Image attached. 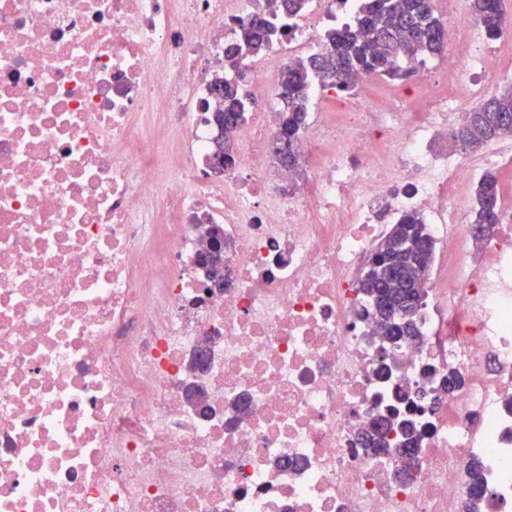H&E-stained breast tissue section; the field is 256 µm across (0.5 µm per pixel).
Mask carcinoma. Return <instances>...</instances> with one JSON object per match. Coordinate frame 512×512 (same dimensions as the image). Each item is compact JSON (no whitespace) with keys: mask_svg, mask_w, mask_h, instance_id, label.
Returning a JSON list of instances; mask_svg holds the SVG:
<instances>
[{"mask_svg":"<svg viewBox=\"0 0 512 512\" xmlns=\"http://www.w3.org/2000/svg\"><path fill=\"white\" fill-rule=\"evenodd\" d=\"M472 16L480 22L491 40L503 34L504 5L502 0H471ZM306 0H271L267 7L255 12L243 25L238 42L229 49L227 69L240 72L244 59L265 52L273 39L292 30L285 18L299 16ZM445 23L433 8L431 0H359L353 20L325 31L322 51L288 61L276 79L280 107L279 135L288 138V151L281 153V162L297 164L294 142L306 124L312 88L334 89L342 94L354 91V77L363 74L403 81L410 71L407 61H425L445 48L441 38L430 32L441 31ZM243 77L215 81L212 87L213 120L220 129L217 157L222 164L232 160L233 133L250 111L252 97L242 84ZM489 114L485 125H466L467 146L483 144L501 136H512V88L494 96L477 108ZM497 177L488 174L477 189L476 224L499 223ZM427 241L422 221L407 215L378 243L368 260L361 288L367 294L378 331L388 340L399 343L418 336L417 314L424 305L425 292L412 298L413 314L398 317L397 309L406 303L401 292L404 283H420L432 261L433 250L418 254L413 245ZM388 424L372 423L362 441L366 451H383ZM420 435L415 428L405 433V443L398 449L404 466L418 462L416 449Z\"/></svg>","mask_w":512,"mask_h":512,"instance_id":"1","label":"carcinoma"}]
</instances>
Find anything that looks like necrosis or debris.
<instances>
[{
	"label": "necrosis or debris",
	"mask_w": 512,
	"mask_h": 512,
	"mask_svg": "<svg viewBox=\"0 0 512 512\" xmlns=\"http://www.w3.org/2000/svg\"><path fill=\"white\" fill-rule=\"evenodd\" d=\"M356 6L308 0L247 60L251 95ZM254 7L0 0V512H466L475 459L485 512H512V143L448 148L512 41L451 22L409 96L315 89L298 169L247 113L213 175L209 89ZM494 171L501 221L477 240ZM407 214L433 260L420 335L393 345L359 281ZM392 412L422 433L404 478L361 445ZM499 197L500 186L497 177L492 173L487 174L477 189V209L474 224H499ZM488 200L492 201V206L486 205Z\"/></svg>",
	"instance_id": "1"
}]
</instances>
